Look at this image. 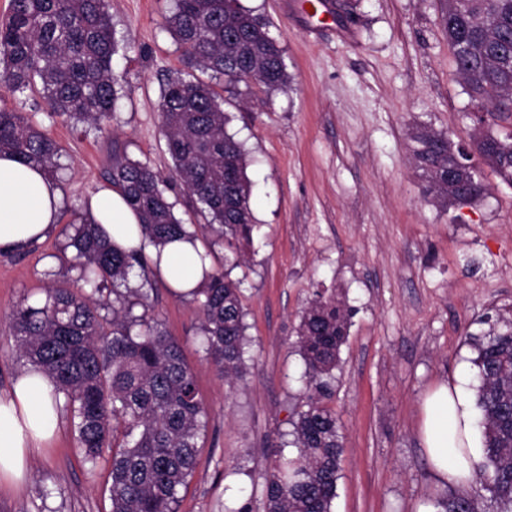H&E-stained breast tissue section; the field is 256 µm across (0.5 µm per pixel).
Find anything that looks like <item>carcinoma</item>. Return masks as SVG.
<instances>
[{"mask_svg": "<svg viewBox=\"0 0 512 512\" xmlns=\"http://www.w3.org/2000/svg\"><path fill=\"white\" fill-rule=\"evenodd\" d=\"M441 22L469 106L483 99L488 112L487 120L473 121L475 152L460 159L471 164L477 157L512 183V97H501L512 88V0H443ZM166 24L186 68L222 78L229 87L255 84L273 92L288 86L283 53L267 22L239 0H175ZM493 32L507 53L487 52ZM118 47L107 0H10L0 22V84L35 91L52 114L100 130L121 98V77L112 66ZM158 112L174 163L171 176L115 154L109 181L156 250L197 238L167 196L170 184L178 183L203 228L216 236L204 256L216 258L220 242L231 253L229 267L204 271L190 291L199 303L201 349L226 379L241 372L245 354L242 281L230 274L253 242L246 154L224 130L228 117L220 95L197 77L168 80ZM411 140L414 161L439 203H471L487 192L475 170L448 190L447 134L420 127ZM0 152L40 166L54 180L64 169L58 143L1 98ZM66 247L83 286L51 283L38 303L21 301L9 327L16 350L24 364L55 381L84 460L94 468L110 459L112 512H173L196 470L208 412L180 344L162 330L149 304L151 260L143 246L127 251L111 245L88 213L70 225ZM136 268L141 282L133 286ZM106 290L115 299L99 298ZM347 332L342 302L314 295L299 328L313 394L292 421L296 452L279 455L266 477L265 512H331L344 445L336 414L323 399L331 394L328 377ZM477 351L483 460L471 490L441 497L438 512H483L486 492L497 512H512V321L491 328Z\"/></svg>", "mask_w": 512, "mask_h": 512, "instance_id": "1", "label": "carcinoma"}]
</instances>
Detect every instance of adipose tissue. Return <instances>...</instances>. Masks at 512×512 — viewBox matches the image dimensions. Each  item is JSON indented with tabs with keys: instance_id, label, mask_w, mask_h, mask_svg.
Returning a JSON list of instances; mask_svg holds the SVG:
<instances>
[{
	"instance_id": "1",
	"label": "adipose tissue",
	"mask_w": 512,
	"mask_h": 512,
	"mask_svg": "<svg viewBox=\"0 0 512 512\" xmlns=\"http://www.w3.org/2000/svg\"><path fill=\"white\" fill-rule=\"evenodd\" d=\"M61 205L57 182L40 167L0 153V252H21L46 238L58 222ZM90 210L111 243L126 250L140 246L139 219L118 192H99L91 199ZM200 251L195 242L168 245L157 265L159 276L175 290L194 288L202 279ZM62 407L54 382L33 368L22 371L0 393V484L25 479L32 455L49 447L60 431ZM476 420L467 368H459L452 382L438 384L426 394L420 432L439 482L451 486L472 482L482 453Z\"/></svg>"
}]
</instances>
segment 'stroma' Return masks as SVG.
Segmentation results:
<instances>
[{"instance_id": "obj_1", "label": "stroma", "mask_w": 512, "mask_h": 512, "mask_svg": "<svg viewBox=\"0 0 512 512\" xmlns=\"http://www.w3.org/2000/svg\"><path fill=\"white\" fill-rule=\"evenodd\" d=\"M240 0L269 22L283 50L288 87L213 86L226 130L247 152L256 230L242 280L246 366L220 378L200 349L197 303L154 278L151 302L175 337L208 409L193 477L176 512H263L268 467L292 451L291 419L308 392L297 330L314 295L343 293L348 336L326 404L344 453L332 512H417L449 486L434 478L421 439L426 393L474 361L488 330L482 316L512 319V185L489 165L486 194L437 204L413 160L420 126L469 138L468 98L441 26L440 0ZM126 48L113 67L124 97L98 132L51 115L30 92L10 107L62 146L60 220L45 240L0 254V391L21 372L9 321L48 281L73 285L64 254L76 212L108 188L113 150L170 174L158 103L167 77L191 78L165 18L174 0H107ZM110 463H85L71 420L30 462L23 484L0 488V512H111Z\"/></svg>"}]
</instances>
